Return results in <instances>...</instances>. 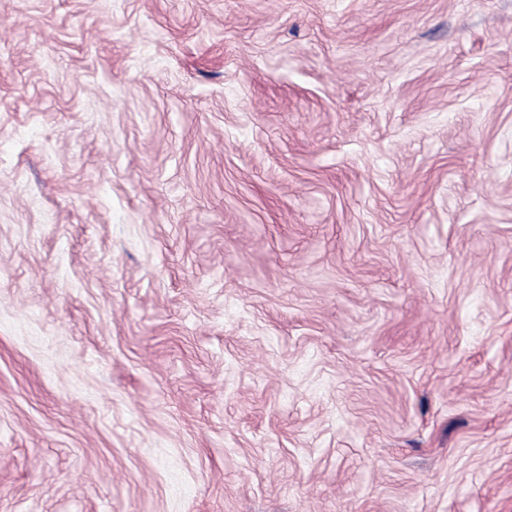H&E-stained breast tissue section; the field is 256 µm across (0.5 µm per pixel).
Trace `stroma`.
Segmentation results:
<instances>
[{"mask_svg": "<svg viewBox=\"0 0 512 512\" xmlns=\"http://www.w3.org/2000/svg\"><path fill=\"white\" fill-rule=\"evenodd\" d=\"M0 512H512V0H0Z\"/></svg>", "mask_w": 512, "mask_h": 512, "instance_id": "35a3bbf8", "label": "stroma"}]
</instances>
